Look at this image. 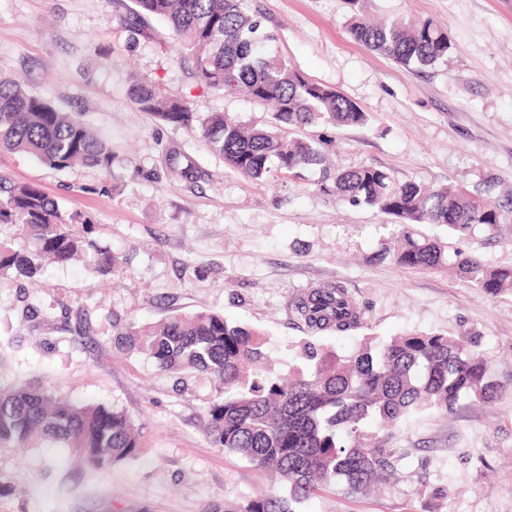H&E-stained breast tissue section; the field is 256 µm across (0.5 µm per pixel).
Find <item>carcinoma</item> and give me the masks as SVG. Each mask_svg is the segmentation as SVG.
I'll list each match as a JSON object with an SVG mask.
<instances>
[{
	"mask_svg": "<svg viewBox=\"0 0 512 512\" xmlns=\"http://www.w3.org/2000/svg\"><path fill=\"white\" fill-rule=\"evenodd\" d=\"M250 0H133L134 19L164 22L179 60L191 64L199 85L275 105L269 120L245 126L228 112H198L155 84L134 83L129 97L141 111L175 127H195L224 157L226 169L262 182L277 161L278 173L301 177L320 168L319 189L352 206L392 219L395 244L378 258L409 268H435L445 248L420 234L421 224H442L464 237L512 217V196L490 202L465 189L433 188L399 181L376 167L325 166L330 141L313 126L363 125L366 113L322 83L307 79L268 45L275 40ZM354 38L390 60L432 65L451 49L448 34L430 20L396 18L372 24L354 15ZM0 154L34 157L65 170L81 161L107 173L112 152L78 112H64L26 89L20 76L0 77ZM166 168L186 182L200 172L178 147L166 149ZM0 224L16 228L19 244L0 242V274L34 280L43 261H81L93 251V269L107 276L117 266L112 252L88 238L93 223L82 213L64 214L40 187L17 184L0 173ZM452 265L486 296L512 285V269L493 267L461 251ZM290 309L309 336L364 327L362 309L339 284L297 294ZM123 354L141 351L159 370L209 378L215 394L208 409L212 444L259 470L279 476L284 491H263L224 503V512H296L295 505L334 488L351 496L369 482L387 481L407 450L387 447L389 435L425 412L448 414L461 401L485 402L498 384L477 337L409 333L390 342L366 341L340 356L307 340L287 380L271 374L261 333L218 313L173 314L155 326L135 327L112 338ZM66 448L86 469L101 473L138 458L141 447L128 415L102 403L61 401L51 387L0 385V448L30 445Z\"/></svg>",
	"mask_w": 512,
	"mask_h": 512,
	"instance_id": "1",
	"label": "carcinoma"
}]
</instances>
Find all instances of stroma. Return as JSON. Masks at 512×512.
Masks as SVG:
<instances>
[{
  "label": "stroma",
  "instance_id": "stroma-1",
  "mask_svg": "<svg viewBox=\"0 0 512 512\" xmlns=\"http://www.w3.org/2000/svg\"><path fill=\"white\" fill-rule=\"evenodd\" d=\"M276 34L271 54L354 101L363 126L318 127L333 166L385 169L400 181L512 193V0H361L364 15L426 18L447 32L444 61L407 68L354 39L347 0H254ZM131 0H0V74L61 110L81 113L112 149V169L63 171L0 155V172L39 185L63 211L94 224L118 258L99 277L85 263L47 264L38 284L0 276V384L40 382L65 399L124 409L139 428L137 460L96 476L73 466L69 495L41 485L57 448L0 452V481L15 492L0 512H224L267 488L266 475L215 447L205 433L214 388L186 385L143 354L112 349L115 329L171 313L217 312L259 330L273 367L287 374L307 335L290 317L293 296L343 285L365 306L375 342L411 332L476 336L500 384L488 403L412 420L389 439L408 449L390 488L352 498L329 491L297 512H512V291L481 294L451 267L406 268L375 256L390 244L387 218L319 190L317 171L255 183L224 168L195 131L165 125L132 104L134 81L159 85L200 112L263 123L268 107L197 87L163 23L128 25ZM181 146L202 176L190 184L163 163ZM447 253L512 268V222L459 237L421 225ZM86 313L89 335L76 322Z\"/></svg>",
  "mask_w": 512,
  "mask_h": 512
}]
</instances>
